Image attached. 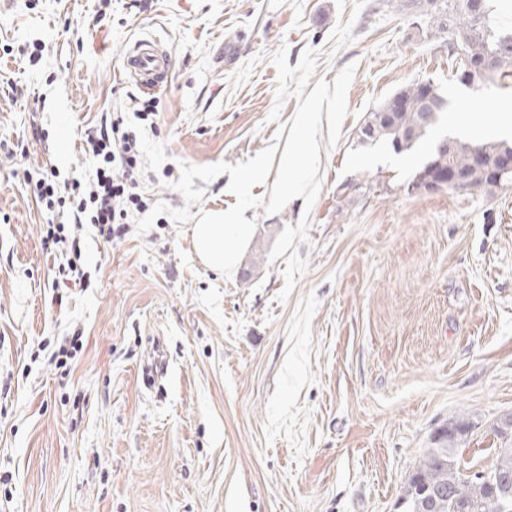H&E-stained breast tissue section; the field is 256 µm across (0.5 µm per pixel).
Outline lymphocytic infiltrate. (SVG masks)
I'll use <instances>...</instances> for the list:
<instances>
[{
  "instance_id": "lymphocytic-infiltrate-1",
  "label": "lymphocytic infiltrate",
  "mask_w": 512,
  "mask_h": 512,
  "mask_svg": "<svg viewBox=\"0 0 512 512\" xmlns=\"http://www.w3.org/2000/svg\"><path fill=\"white\" fill-rule=\"evenodd\" d=\"M86 146L92 153L93 168L88 180L72 179L59 185L53 172L30 180L36 202L58 207L61 222L49 225L43 238L48 255L59 257L53 287L80 282L84 272L78 262L66 258L70 231L92 225L97 237L110 244L122 240L136 215L149 209L150 200L141 190L140 138L122 117L100 116L85 131Z\"/></svg>"
}]
</instances>
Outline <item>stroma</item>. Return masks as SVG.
Segmentation results:
<instances>
[{
  "label": "stroma",
  "instance_id": "obj_1",
  "mask_svg": "<svg viewBox=\"0 0 512 512\" xmlns=\"http://www.w3.org/2000/svg\"><path fill=\"white\" fill-rule=\"evenodd\" d=\"M158 37L172 61L154 93L123 57ZM318 54L313 78L356 72L341 138L320 133L312 209L250 208L232 276L206 267L165 215L108 245L76 230L85 289L52 301L53 212L28 177L85 179L84 130L158 106L141 139L143 192L191 213L235 204L229 174L186 205L181 164H238L273 143L277 72ZM449 110L416 151L366 144L367 114L417 80ZM458 83L446 42L386 0H9L0 7V512H404L407 479L441 428L475 426L463 468L490 471L512 412V188L409 191L442 136L485 137L488 103ZM309 214L308 268L286 301L270 250ZM82 331L66 368L46 345ZM165 368L144 386L151 352Z\"/></svg>",
  "mask_w": 512,
  "mask_h": 512
}]
</instances>
